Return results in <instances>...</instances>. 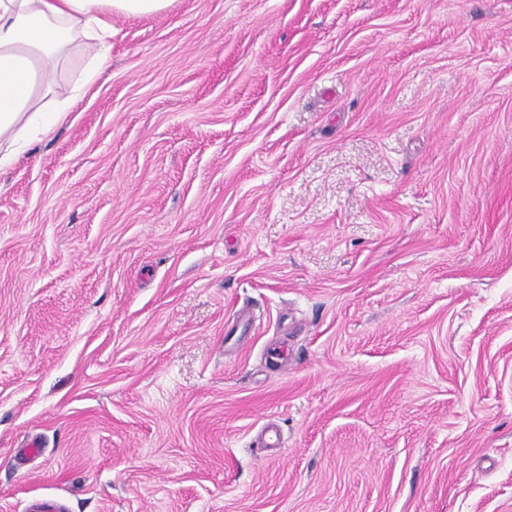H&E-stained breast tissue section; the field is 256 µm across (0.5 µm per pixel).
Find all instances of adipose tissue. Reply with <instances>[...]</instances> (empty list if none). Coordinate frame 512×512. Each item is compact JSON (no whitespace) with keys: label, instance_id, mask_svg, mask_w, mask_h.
Segmentation results:
<instances>
[{"label":"adipose tissue","instance_id":"1","mask_svg":"<svg viewBox=\"0 0 512 512\" xmlns=\"http://www.w3.org/2000/svg\"><path fill=\"white\" fill-rule=\"evenodd\" d=\"M174 0H0V167L47 136L97 80L108 59L113 16L149 17ZM83 67L61 80L72 46Z\"/></svg>","mask_w":512,"mask_h":512}]
</instances>
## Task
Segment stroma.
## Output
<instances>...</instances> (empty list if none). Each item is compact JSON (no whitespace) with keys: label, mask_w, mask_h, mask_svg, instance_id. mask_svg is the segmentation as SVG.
I'll return each mask as SVG.
<instances>
[{"label":"stroma","mask_w":512,"mask_h":512,"mask_svg":"<svg viewBox=\"0 0 512 512\" xmlns=\"http://www.w3.org/2000/svg\"><path fill=\"white\" fill-rule=\"evenodd\" d=\"M39 497L512 512V0L113 17L0 168V512Z\"/></svg>","instance_id":"obj_1"}]
</instances>
